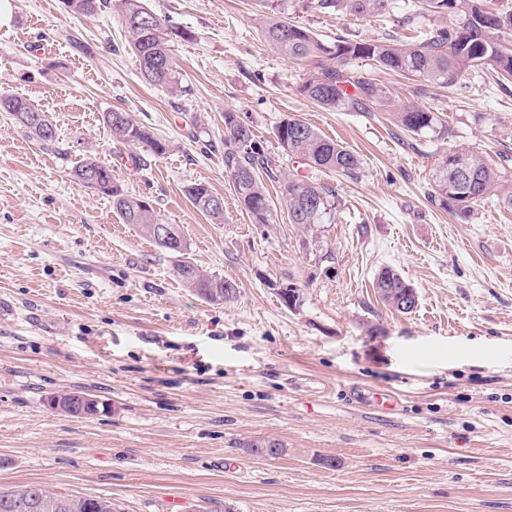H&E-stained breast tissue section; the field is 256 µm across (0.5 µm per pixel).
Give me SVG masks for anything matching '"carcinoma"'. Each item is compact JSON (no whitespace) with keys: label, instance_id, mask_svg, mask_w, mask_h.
Wrapping results in <instances>:
<instances>
[{"label":"carcinoma","instance_id":"1","mask_svg":"<svg viewBox=\"0 0 512 512\" xmlns=\"http://www.w3.org/2000/svg\"><path fill=\"white\" fill-rule=\"evenodd\" d=\"M392 0H314V9L323 13L345 11L366 17L389 12ZM487 0H417L402 24L416 26L419 19L432 15L445 20L429 28L423 38L402 42L392 36L379 40L338 38L332 44L321 40L305 26L286 21L267 12L258 17L263 40L279 53L299 61H317V71L300 86L306 98L329 111L366 112L369 105L384 98V88L346 69L353 60L363 59L383 72L418 78L448 88L455 87L465 72L482 64L491 65L503 76H512V47L501 41V34L512 31V12L490 10ZM72 12L94 16L112 8V0H63ZM128 33L129 46L143 78L173 93L182 90L174 69L170 42L173 37L190 38L186 30L160 19L144 6V0H119L117 4ZM0 112L9 113L39 143L49 147L57 143L56 129L39 104L7 92L0 93ZM122 119L103 117L112 138L121 144L141 146L156 155L166 151L165 144L145 127L138 125L126 111L111 110ZM397 125L413 135L424 132L443 138L448 127L438 113L412 105L397 113ZM276 137L288 154L315 169H326L353 177L361 170L362 159L353 150L321 135L307 123L287 116L276 128ZM224 165L233 182L235 194L256 224H268L272 204L266 181L281 180L278 160L264 153L254 139L250 126L233 113H224ZM73 179L81 185L112 198V207L126 224H134L146 237L159 218L143 199L123 193L112 182V168L87 157L72 169ZM496 173L484 156L461 146L437 159L432 171L431 200L449 214L467 218L474 206L492 190ZM285 198L293 224H327L336 215L338 200L332 187L305 179H288ZM185 194L200 212L219 219L223 211L213 207L220 196L207 185L191 184ZM176 273L184 287L209 303L221 304L233 298L234 284L208 274L199 266L183 260ZM378 299L394 308L396 296L413 285L390 268L381 269L373 285ZM248 452L276 458L285 446L264 439L246 445ZM0 512H114L112 500L101 496L65 497L45 487L29 483L0 488Z\"/></svg>","mask_w":512,"mask_h":512}]
</instances>
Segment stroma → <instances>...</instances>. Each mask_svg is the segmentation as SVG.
<instances>
[{"label": "stroma", "instance_id": "stroma-1", "mask_svg": "<svg viewBox=\"0 0 512 512\" xmlns=\"http://www.w3.org/2000/svg\"><path fill=\"white\" fill-rule=\"evenodd\" d=\"M144 2L191 34L172 43L183 94L143 79L119 16L10 0L0 20V89L36 101L58 137L45 147L0 113V297L17 308L0 322V487L104 496L120 512H512V82L486 65L423 92L356 60L385 102L327 111L299 92L311 64L264 42L259 0ZM274 2L328 43L417 35L400 22L406 0L365 18ZM409 105L439 112L447 138L397 126ZM113 109L165 153L127 168L131 148L102 121ZM228 112L287 175L335 187L333 223H291L279 182L271 223H254L224 168ZM287 116L359 153V176L288 157L275 135ZM459 145L498 175L464 220L428 197L437 158ZM88 156L179 225L182 258L235 297L185 288L179 257L72 179ZM200 182L223 196V219L186 197ZM384 267L416 289L413 312L376 297ZM289 282L292 307L278 293ZM64 392L106 409H51ZM264 439L285 453L244 451Z\"/></svg>", "mask_w": 512, "mask_h": 512}]
</instances>
